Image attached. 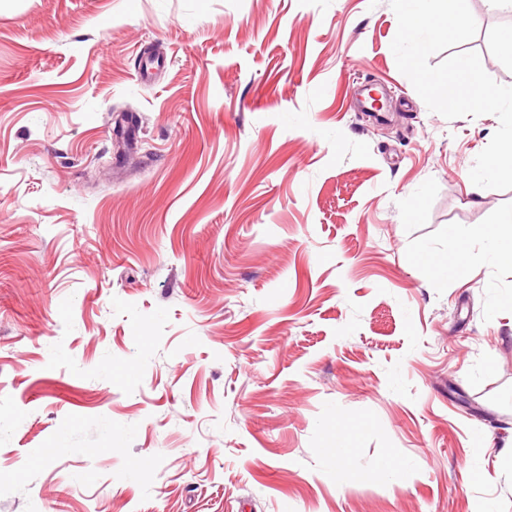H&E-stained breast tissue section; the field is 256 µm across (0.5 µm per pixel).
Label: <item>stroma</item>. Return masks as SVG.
<instances>
[{"label":"stroma","mask_w":512,"mask_h":512,"mask_svg":"<svg viewBox=\"0 0 512 512\" xmlns=\"http://www.w3.org/2000/svg\"><path fill=\"white\" fill-rule=\"evenodd\" d=\"M397 28L0 0V512H512V265L426 261L512 211L468 180L499 120L429 111Z\"/></svg>","instance_id":"35a3bbf8"}]
</instances>
